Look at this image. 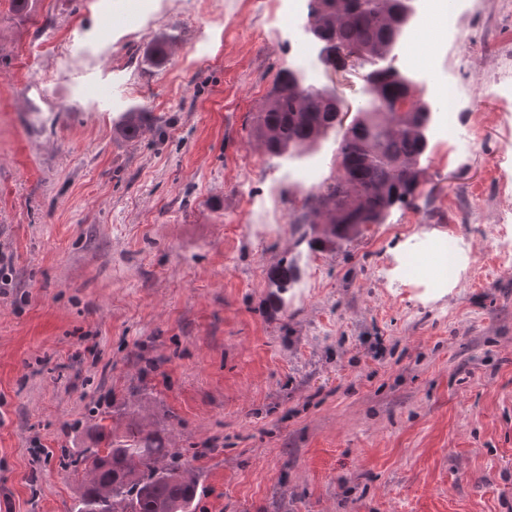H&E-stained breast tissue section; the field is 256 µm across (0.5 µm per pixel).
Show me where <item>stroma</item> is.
<instances>
[{
  "label": "stroma",
  "mask_w": 512,
  "mask_h": 512,
  "mask_svg": "<svg viewBox=\"0 0 512 512\" xmlns=\"http://www.w3.org/2000/svg\"><path fill=\"white\" fill-rule=\"evenodd\" d=\"M0 0V512H68L63 453L92 407L140 402L196 470L199 512H512V0H467L458 41L415 56L454 73L476 148L430 142L412 201L336 250L288 229L303 197L252 121L308 46L277 0ZM175 35L168 61L140 59ZM65 44L67 56L44 45ZM56 76L53 92L39 83ZM318 86L351 108L359 69ZM148 112L130 141L128 106ZM464 246L462 279L393 269L408 244ZM299 277L274 285L288 261ZM148 121V112L139 106H130L116 122L117 132L127 140H135L142 132ZM509 217H503L502 224L496 231L497 260L502 267H511L512 265V227Z\"/></svg>",
  "instance_id": "stroma-1"
}]
</instances>
